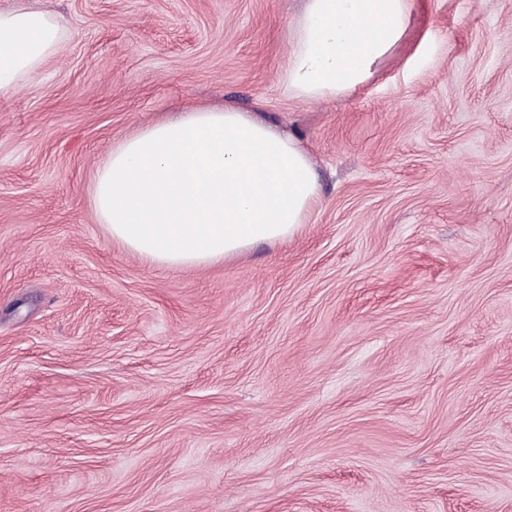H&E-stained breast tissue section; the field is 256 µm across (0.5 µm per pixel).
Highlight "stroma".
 <instances>
[{
  "instance_id": "stroma-1",
  "label": "stroma",
  "mask_w": 512,
  "mask_h": 512,
  "mask_svg": "<svg viewBox=\"0 0 512 512\" xmlns=\"http://www.w3.org/2000/svg\"><path fill=\"white\" fill-rule=\"evenodd\" d=\"M303 0H0V512H512V0H412L357 89L284 93ZM232 105L304 145L303 231L201 268L112 240L96 169ZM63 34L54 17L19 7L0 11V98L15 93L59 52Z\"/></svg>"
}]
</instances>
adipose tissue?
<instances>
[{
	"instance_id": "obj_1",
	"label": "adipose tissue",
	"mask_w": 512,
	"mask_h": 512,
	"mask_svg": "<svg viewBox=\"0 0 512 512\" xmlns=\"http://www.w3.org/2000/svg\"><path fill=\"white\" fill-rule=\"evenodd\" d=\"M412 0H304L279 81L321 100L363 84L402 42ZM54 17L0 11V98L59 52ZM92 200L113 240L172 269L209 266L262 242H285L319 200L305 149L248 112L196 107L139 129L96 171Z\"/></svg>"
}]
</instances>
